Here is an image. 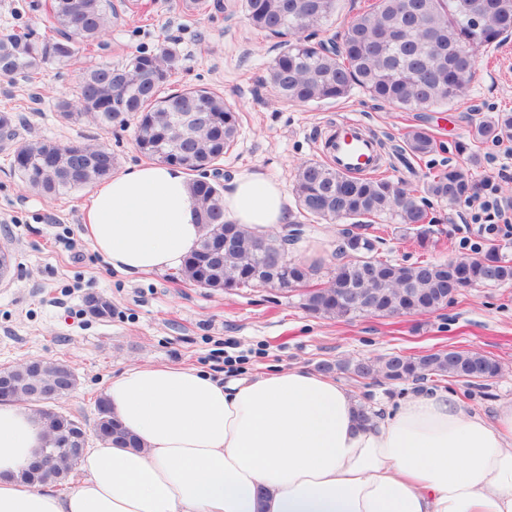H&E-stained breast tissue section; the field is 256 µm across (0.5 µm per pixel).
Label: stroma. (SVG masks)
<instances>
[{
    "instance_id": "obj_1",
    "label": "stroma",
    "mask_w": 512,
    "mask_h": 512,
    "mask_svg": "<svg viewBox=\"0 0 512 512\" xmlns=\"http://www.w3.org/2000/svg\"><path fill=\"white\" fill-rule=\"evenodd\" d=\"M136 2L112 0L117 16L98 57L118 63L167 44L179 57L175 86L217 91L236 107L238 135L218 163L221 184L256 171L291 193L298 167L322 157L321 131L357 119L381 137L396 138L415 127L434 137L437 151L412 158L414 176L406 174L410 166L391 172L409 177L411 188L422 189L430 177L457 165L477 183L495 177L500 198L512 205V154L498 142L470 137L480 120L512 112V37L481 51L468 90L444 108L403 112L359 91L318 106L286 107L262 82L278 41L253 30L236 0H205L206 10L195 13L182 9L183 0H146L147 23L138 21ZM45 3L0 0V30L39 28ZM69 81L52 66L29 83L0 77V112H20L21 135L29 140L106 146L116 172L143 162L133 125L102 129L59 117L56 102ZM90 194L87 187L51 197L32 191L11 170L8 151L0 149V247L12 255L11 272L0 281V369L32 360L66 365L77 385L55 408L79 417L86 428H93L96 400L112 376L150 363H182L225 380L452 347L481 352L501 366L498 377L475 389L468 401L473 410L491 419L500 401L512 399V286L472 288L424 315L314 317L295 291L200 288L184 281L176 267L143 276L115 272L82 234ZM430 212L439 229L435 242L419 246L401 225L388 222L384 256L404 264L446 260L469 254L477 244L512 257V224L492 237L483 225L470 223L463 203L435 200ZM344 227L341 221L307 222L293 249V257L318 262V282H327L336 267V240ZM91 295L111 302L110 317L88 313L85 300Z\"/></svg>"
}]
</instances>
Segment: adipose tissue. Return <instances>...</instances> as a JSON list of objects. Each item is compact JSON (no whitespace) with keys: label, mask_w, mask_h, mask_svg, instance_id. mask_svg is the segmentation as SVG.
Returning a JSON list of instances; mask_svg holds the SVG:
<instances>
[{"label":"adipose tissue","mask_w":512,"mask_h":512,"mask_svg":"<svg viewBox=\"0 0 512 512\" xmlns=\"http://www.w3.org/2000/svg\"><path fill=\"white\" fill-rule=\"evenodd\" d=\"M224 218L256 231L291 223L259 172L224 191ZM113 270L181 264L200 236L186 171L136 165L91 195L83 224ZM138 441L86 448V479L59 494L24 487L45 446L24 407L0 403V512H512V400L494 420L453 390L407 394L362 426L342 383L299 367L220 383L180 365L128 368L108 384Z\"/></svg>","instance_id":"adipose-tissue-1"}]
</instances>
